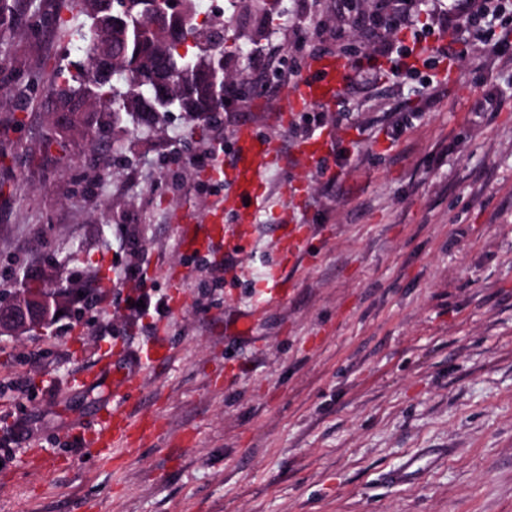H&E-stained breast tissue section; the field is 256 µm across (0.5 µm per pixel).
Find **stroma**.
<instances>
[{"instance_id": "obj_1", "label": "stroma", "mask_w": 512, "mask_h": 512, "mask_svg": "<svg viewBox=\"0 0 512 512\" xmlns=\"http://www.w3.org/2000/svg\"><path fill=\"white\" fill-rule=\"evenodd\" d=\"M221 5L233 107L93 146L67 133L63 152L43 147L42 98L82 58L83 17L61 30L56 0H31L0 37V305L60 296L51 323L0 331V425L24 448L0 465V512H512V65L474 36L438 54L442 37L436 70L355 75L323 112L324 171L298 157L303 113L279 108L315 56L371 52L374 0ZM244 123L285 164L220 268L181 251L178 224L217 202L207 150L232 154ZM285 227L307 252L282 253ZM141 249L174 308L152 333L124 302ZM275 268L290 288L269 303ZM150 335L164 367L134 363ZM128 372L130 409L157 425L114 462L89 440Z\"/></svg>"}]
</instances>
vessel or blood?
I'll return each mask as SVG.
<instances>
[{"label": "vessel or blood", "instance_id": "b4317fda", "mask_svg": "<svg viewBox=\"0 0 512 512\" xmlns=\"http://www.w3.org/2000/svg\"><path fill=\"white\" fill-rule=\"evenodd\" d=\"M309 75L298 78L284 101L286 112H303L313 107L329 106L339 102L351 76L349 64L332 55L316 57ZM235 154L231 162L216 160L208 169V178L227 185L232 207L247 217H254L265 208L267 201L266 177L282 159L274 144L255 133L248 124L240 125L234 134ZM250 237L246 224H228L224 221L223 206H216L207 223L183 224L179 227V243L190 253H206L220 246L235 248ZM124 399L113 400L105 410V419L98 445L108 449L128 441L141 423L125 409Z\"/></svg>", "mask_w": 512, "mask_h": 512}]
</instances>
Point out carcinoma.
I'll return each instance as SVG.
<instances>
[{
	"instance_id": "cac0c4a2",
	"label": "carcinoma",
	"mask_w": 512,
	"mask_h": 512,
	"mask_svg": "<svg viewBox=\"0 0 512 512\" xmlns=\"http://www.w3.org/2000/svg\"><path fill=\"white\" fill-rule=\"evenodd\" d=\"M67 11L89 21L85 59L60 69L48 89V103L68 113V124L90 144L124 122L139 129L162 125L170 113L207 121L224 111L214 81L222 75L224 26L198 23L197 0L181 17L183 34L168 43L159 30L168 24L162 0H125L118 15L95 0H60ZM20 0H0V30H12Z\"/></svg>"
}]
</instances>
